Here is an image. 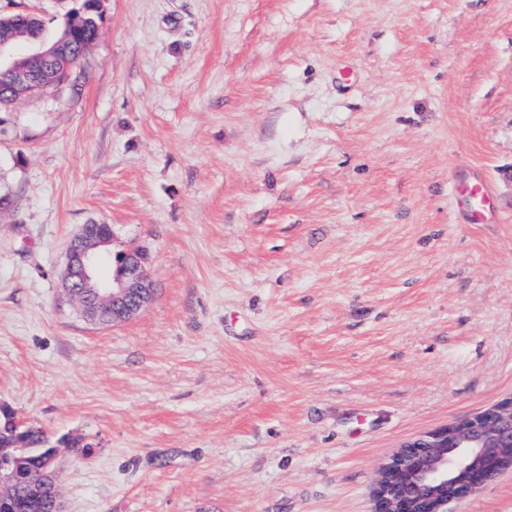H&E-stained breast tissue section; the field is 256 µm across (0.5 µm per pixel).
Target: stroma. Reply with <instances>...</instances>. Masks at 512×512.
<instances>
[{
  "instance_id": "stroma-1",
  "label": "stroma",
  "mask_w": 512,
  "mask_h": 512,
  "mask_svg": "<svg viewBox=\"0 0 512 512\" xmlns=\"http://www.w3.org/2000/svg\"><path fill=\"white\" fill-rule=\"evenodd\" d=\"M0 190V404L84 438L66 512H372L512 397V0H104ZM93 221L154 285L116 326L62 295ZM448 512H512V471ZM460 199L471 209L475 221L480 220L483 207L490 202V186L483 181L472 182L458 187Z\"/></svg>"
}]
</instances>
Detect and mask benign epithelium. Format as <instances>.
<instances>
[{
    "label": "benign epithelium",
    "instance_id": "1",
    "mask_svg": "<svg viewBox=\"0 0 512 512\" xmlns=\"http://www.w3.org/2000/svg\"><path fill=\"white\" fill-rule=\"evenodd\" d=\"M73 55L70 30L48 40L42 32L18 24L16 17L0 18V98L11 103L33 95L53 79L64 80L53 65ZM109 224H84L71 239L61 288L67 300L84 301L82 316L93 323L119 325L145 310L154 286L140 251L116 255ZM32 427L15 411L0 404V440ZM83 446L69 436L46 441L45 465L38 471L23 462L0 464V512L37 507L26 484L51 491L46 512H64L58 483L59 447ZM512 469V397L472 417L436 428L404 443L377 470L373 512H448V503L466 497Z\"/></svg>",
    "mask_w": 512,
    "mask_h": 512
}]
</instances>
